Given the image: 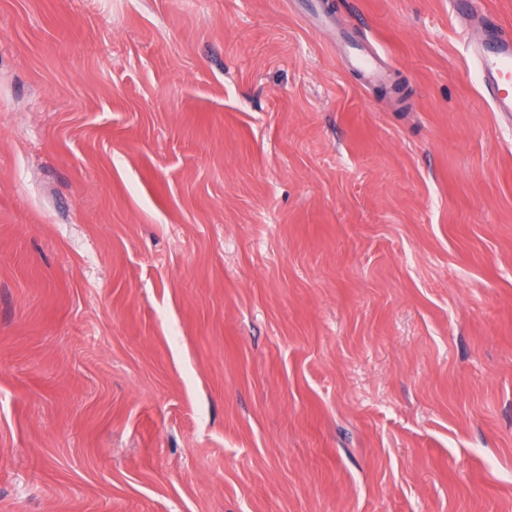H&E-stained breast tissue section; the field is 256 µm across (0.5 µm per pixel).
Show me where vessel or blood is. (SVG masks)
<instances>
[{
	"mask_svg": "<svg viewBox=\"0 0 512 512\" xmlns=\"http://www.w3.org/2000/svg\"><path fill=\"white\" fill-rule=\"evenodd\" d=\"M481 76V87L493 111L512 119V33L495 23L486 24L472 42ZM352 66L368 83L380 82L388 66L387 57L373 47L348 46Z\"/></svg>",
	"mask_w": 512,
	"mask_h": 512,
	"instance_id": "vessel-or-blood-1",
	"label": "vessel or blood"
}]
</instances>
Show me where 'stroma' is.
<instances>
[{"mask_svg":"<svg viewBox=\"0 0 512 512\" xmlns=\"http://www.w3.org/2000/svg\"><path fill=\"white\" fill-rule=\"evenodd\" d=\"M323 3L0 0V512H512L480 26ZM347 54L351 65L361 74L366 83H378L382 80L389 62L378 49L350 45L347 47Z\"/></svg>","mask_w":512,"mask_h":512,"instance_id":"obj_1","label":"stroma"}]
</instances>
